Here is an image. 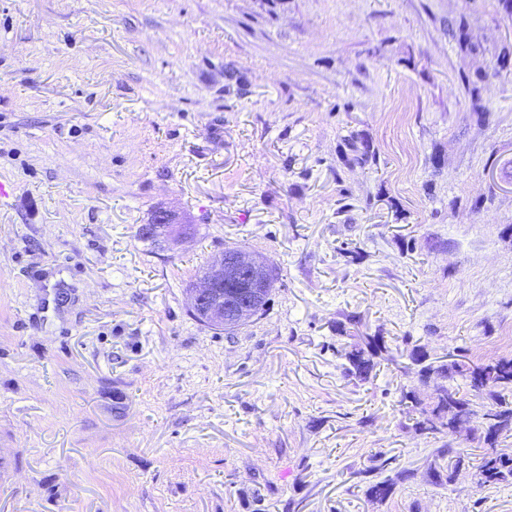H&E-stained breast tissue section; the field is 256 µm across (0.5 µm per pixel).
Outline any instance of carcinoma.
I'll use <instances>...</instances> for the list:
<instances>
[{"instance_id": "1", "label": "carcinoma", "mask_w": 512, "mask_h": 512, "mask_svg": "<svg viewBox=\"0 0 512 512\" xmlns=\"http://www.w3.org/2000/svg\"><path fill=\"white\" fill-rule=\"evenodd\" d=\"M386 353V342L379 335L353 336L345 342L336 340V358L342 371L356 382L368 381L378 360ZM409 358L418 367L417 385L402 390L400 403L407 410L414 432L453 433L459 425H471L482 443L476 460L461 450L441 449V454L448 455V464L432 470V483L437 486L451 483L455 473L466 465L475 470L481 486L512 482V454L501 452L496 443V436L512 431V358L472 360L456 355L449 363L435 365L427 361V355L417 346ZM436 376L442 378L434 397L435 409L442 415L438 423L428 419V402L420 389ZM404 477L405 473L399 472L393 478L370 484L367 497L375 502L386 501Z\"/></svg>"}]
</instances>
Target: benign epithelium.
Masks as SVG:
<instances>
[{
  "instance_id": "obj_1",
  "label": "benign epithelium",
  "mask_w": 512,
  "mask_h": 512,
  "mask_svg": "<svg viewBox=\"0 0 512 512\" xmlns=\"http://www.w3.org/2000/svg\"><path fill=\"white\" fill-rule=\"evenodd\" d=\"M183 219L179 212L167 206L158 207L149 223L142 225L147 237L164 244L171 239L183 240ZM261 261L256 256L238 248H226L210 264L207 276L198 279L188 288L190 310H203L208 321L224 327L243 318L252 310V298L244 294L231 307L224 304V278L252 276L260 270Z\"/></svg>"
}]
</instances>
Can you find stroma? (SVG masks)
<instances>
[{"label":"stroma","mask_w":512,"mask_h":512,"mask_svg":"<svg viewBox=\"0 0 512 512\" xmlns=\"http://www.w3.org/2000/svg\"><path fill=\"white\" fill-rule=\"evenodd\" d=\"M0 182V512H512L399 403L413 347L512 357L499 0H0ZM163 204L195 239L137 238ZM227 246L278 277L230 334L187 295ZM346 337L352 341L336 340V358L344 375L356 382H366L378 364L377 359H384L388 352L383 336H336ZM405 472H399L395 478H384L383 480L372 483L366 490V495L371 501L384 502L395 492L398 481L405 477Z\"/></svg>","instance_id":"1"}]
</instances>
